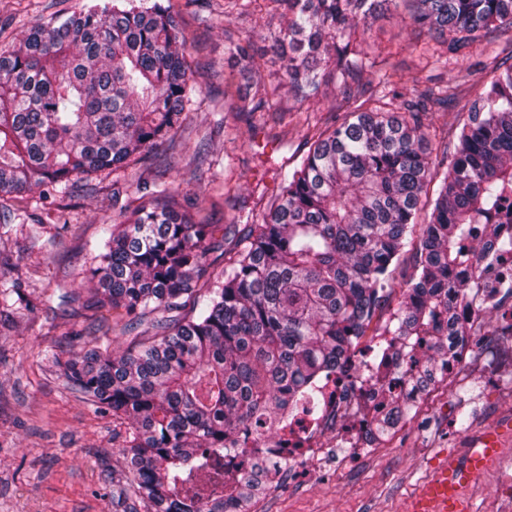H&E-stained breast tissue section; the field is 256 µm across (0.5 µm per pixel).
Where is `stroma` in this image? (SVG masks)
<instances>
[{
  "label": "stroma",
  "instance_id": "stroma-1",
  "mask_svg": "<svg viewBox=\"0 0 512 512\" xmlns=\"http://www.w3.org/2000/svg\"><path fill=\"white\" fill-rule=\"evenodd\" d=\"M95 0H0V49L19 44L33 25L72 14ZM188 37V56L196 93L186 106L184 126L175 141H158L135 166L113 172L103 188L89 195L76 179L68 198L66 223L50 224L39 240L29 228H0V262L20 279L30 309L0 313V512H126L118 497L126 460L119 447L127 425L94 411L69 390L56 363L78 354L89 327L93 301L86 271L92 247L111 227L119 208L113 187L142 179L152 188H178L186 210L204 202L202 222L244 234L261 223L266 210L253 189L264 184L275 195L282 164L300 160L309 146L308 128L332 125L330 106L340 100L335 83L296 100L282 84L284 71L268 60L257 76L275 94L262 112H248L237 95L225 94L238 82L230 51L236 45L266 46L279 17L264 13L224 17L223 0H169ZM404 8L387 12L365 33L368 51L390 58L406 74L404 96L455 76L461 101L426 113L430 129L454 130L462 101L491 61H512V31L488 34L482 51L466 69L424 65L420 51L428 36L403 19ZM512 413V381L487 385L476 380L448 395L442 410L412 427L404 447L376 446L349 463L343 448L330 449L320 473L300 483H281L266 491L264 512H405L408 500L445 456H460L469 438Z\"/></svg>",
  "mask_w": 512,
  "mask_h": 512
}]
</instances>
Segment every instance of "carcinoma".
<instances>
[{
  "mask_svg": "<svg viewBox=\"0 0 512 512\" xmlns=\"http://www.w3.org/2000/svg\"><path fill=\"white\" fill-rule=\"evenodd\" d=\"M261 2L284 23L268 47H236L239 73L252 81L271 52L287 60L288 91L301 100L329 74L345 93L335 106L342 121L315 133L264 222L229 251L174 192L145 194L136 183L139 204L120 207L89 282L119 335L148 316L154 334L116 357L96 336L75 357L52 355L94 409L127 422L122 494L132 510L227 512L230 502L253 512L272 463L257 455L228 474L217 452L243 426L268 435L300 403L316 405L318 383L366 336L410 361L387 401L363 412L373 440L392 434L475 332L455 308L484 240L512 252V237H497V225L512 222V64L493 62L479 81L455 151L436 169L422 116L456 101L458 85L405 98L402 71L358 43L383 7L408 2L410 25L447 45L430 64L458 68L489 32L512 30V0H224V15ZM186 47L158 0H111L34 25L1 49L0 224L16 218L8 201L34 187L49 201L34 224H56L73 177L101 184L176 137L195 92ZM435 179L436 197L422 201ZM409 252L413 273L386 322ZM12 297L21 303V284L0 268V307ZM184 299L192 309L179 315Z\"/></svg>",
  "mask_w": 512,
  "mask_h": 512,
  "instance_id": "cac0c4a2",
  "label": "carcinoma"
}]
</instances>
